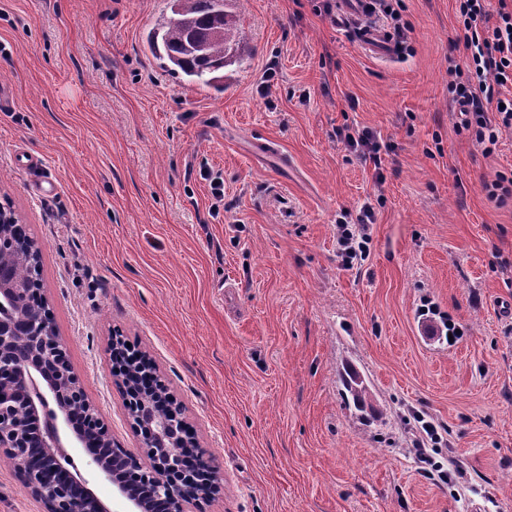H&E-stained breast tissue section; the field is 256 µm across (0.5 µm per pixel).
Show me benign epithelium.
<instances>
[{"instance_id":"7a95c632","label":"benign epithelium","mask_w":512,"mask_h":512,"mask_svg":"<svg viewBox=\"0 0 512 512\" xmlns=\"http://www.w3.org/2000/svg\"><path fill=\"white\" fill-rule=\"evenodd\" d=\"M35 289L0 267V454L42 512H110L91 487L71 448L85 450V466L123 497L128 512H188L222 489L182 409L147 360H132L111 343L116 384L142 438L137 451L112 440L72 369L47 306Z\"/></svg>"}]
</instances>
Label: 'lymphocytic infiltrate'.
<instances>
[{"mask_svg": "<svg viewBox=\"0 0 512 512\" xmlns=\"http://www.w3.org/2000/svg\"><path fill=\"white\" fill-rule=\"evenodd\" d=\"M359 9L342 12L338 0H322L318 10L338 27L365 33L366 23L393 21L387 40L397 51L408 48L406 29L398 22L393 0H356ZM456 14L464 30V63L449 68L448 91L458 110L454 127L467 134L484 153H492L503 133L512 132V97H503V88L512 86V8L506 0H455ZM376 221L371 204H363L354 220L336 225V255L345 269L361 266L370 254L372 229ZM436 427L424 422L411 440L412 451L421 471H436L441 482L463 478L457 465L441 468L436 463L429 439Z\"/></svg>", "mask_w": 512, "mask_h": 512, "instance_id": "lymphocytic-infiltrate-1", "label": "lymphocytic infiltrate"}]
</instances>
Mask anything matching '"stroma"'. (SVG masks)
Wrapping results in <instances>:
<instances>
[{"label": "stroma", "instance_id": "35a3bbf8", "mask_svg": "<svg viewBox=\"0 0 512 512\" xmlns=\"http://www.w3.org/2000/svg\"><path fill=\"white\" fill-rule=\"evenodd\" d=\"M316 3L239 0L219 93L147 49L169 0H0V204L115 442L141 446L113 336L180 402L224 482L201 512H512V202L482 187L512 168V133L486 155L454 128L455 0H402L401 56ZM345 126L385 143L380 169ZM367 200L371 254L347 270L336 222ZM429 309L455 336L420 337ZM419 413L464 484L421 474ZM0 512H42L6 464ZM337 137L362 163L366 165L369 162L373 164L374 169H380L382 144L371 131L346 127L338 132Z\"/></svg>", "mask_w": 512, "mask_h": 512}]
</instances>
